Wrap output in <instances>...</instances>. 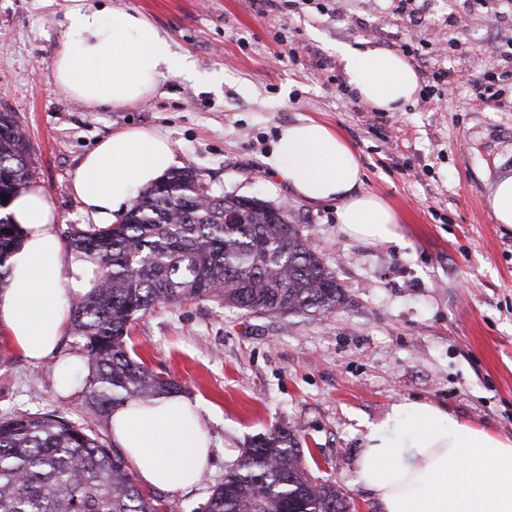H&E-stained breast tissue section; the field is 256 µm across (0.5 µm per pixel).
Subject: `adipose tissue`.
<instances>
[{
  "label": "adipose tissue",
  "instance_id": "adipose-tissue-1",
  "mask_svg": "<svg viewBox=\"0 0 512 512\" xmlns=\"http://www.w3.org/2000/svg\"><path fill=\"white\" fill-rule=\"evenodd\" d=\"M64 17L50 75L85 107L133 106L155 92L163 75L197 76L188 57L172 52L140 12L67 0ZM337 54L364 102L383 112H401L412 103L419 81L404 56L348 45ZM172 157L165 136L125 127L83 157L70 189L96 226L115 224L137 190L157 181ZM273 165L297 198L335 204L347 237L402 242V215L364 190L358 153L325 123L281 126ZM5 213L20 239L0 287V331L28 360L43 363L54 359L70 328L71 301L87 291L90 276L64 249L58 216L40 183L21 190ZM206 412L199 399L169 394L149 406L114 409L109 428L142 484L180 492L202 480L211 456ZM356 475L380 512H512V440L428 402L393 404L381 420L366 423Z\"/></svg>",
  "mask_w": 512,
  "mask_h": 512
}]
</instances>
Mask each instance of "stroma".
I'll use <instances>...</instances> for the list:
<instances>
[{"label":"stroma","mask_w":512,"mask_h":512,"mask_svg":"<svg viewBox=\"0 0 512 512\" xmlns=\"http://www.w3.org/2000/svg\"><path fill=\"white\" fill-rule=\"evenodd\" d=\"M142 12L201 81L164 76L134 108L85 109L53 81L63 0H0V109L25 128L37 180L59 228L87 226L72 174L112 131L143 126L172 142L176 168L198 171L211 193L288 205L335 270L349 301L320 316L245 315L215 301L159 304L127 343L210 410L213 456L186 492L148 488L164 512H201L245 442L280 426L301 429L309 476L332 481L349 512H378L357 481L365 425L393 403L424 401L512 439V233L488 198L512 173V75L496 81L501 105L477 99L488 56L512 53V31L459 0H419L420 21L395 0H109ZM417 50L424 73L455 71L406 111L382 112L350 96L336 54L361 42ZM309 118L359 153L365 190L404 218L403 244L341 234L331 205L295 198L269 160L282 125ZM51 410L82 421L83 388L55 390L54 364H31L0 333V415Z\"/></svg>","instance_id":"obj_1"}]
</instances>
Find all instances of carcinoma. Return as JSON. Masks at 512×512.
<instances>
[{
  "label": "carcinoma",
  "instance_id": "cac0c4a2",
  "mask_svg": "<svg viewBox=\"0 0 512 512\" xmlns=\"http://www.w3.org/2000/svg\"><path fill=\"white\" fill-rule=\"evenodd\" d=\"M36 179L26 132L0 112V195ZM18 238L0 219V283ZM64 240L93 267L72 302V335L90 367L86 407L97 422L181 387L132 356L131 322L155 304L215 300L245 314L325 315L348 295L291 212L263 199L213 195L193 170L146 187L119 224L71 225ZM297 427L243 448L202 512H346L336 485L302 466ZM121 449L88 421L51 412L0 416V512H158Z\"/></svg>",
  "mask_w": 512,
  "mask_h": 512
}]
</instances>
